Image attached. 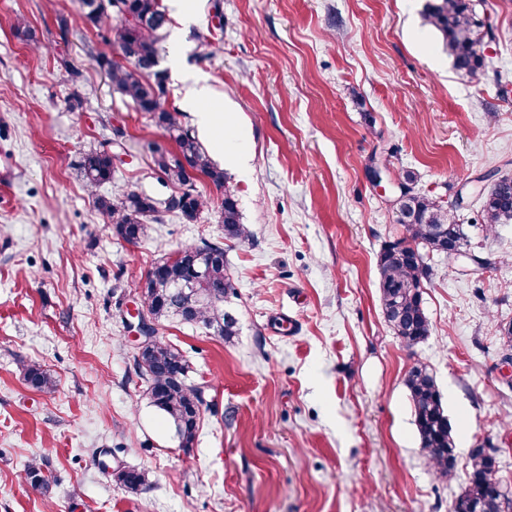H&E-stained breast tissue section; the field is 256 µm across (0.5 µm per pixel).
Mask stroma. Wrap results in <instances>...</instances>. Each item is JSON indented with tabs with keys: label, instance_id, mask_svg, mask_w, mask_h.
Returning <instances> with one entry per match:
<instances>
[{
	"label": "stroma",
	"instance_id": "obj_1",
	"mask_svg": "<svg viewBox=\"0 0 512 512\" xmlns=\"http://www.w3.org/2000/svg\"><path fill=\"white\" fill-rule=\"evenodd\" d=\"M427 0H194L160 44L168 109L196 126L189 77L228 107L251 147L228 169L244 224L224 238L223 191L206 178L197 221L151 223L118 239L80 170L111 153L99 192L161 200L152 161L172 143L152 115L113 93L95 61L117 59L76 0H0V512H451L471 448L498 451L512 493V224L487 231L463 184L512 175V0H488L484 68L457 71L425 22ZM26 21V35L14 29ZM219 47L201 59L202 41ZM78 79H71L70 69ZM79 108H71L72 99ZM415 177L454 208L477 274L441 255L423 289L428 340L406 348L381 307L377 255L404 234L393 188L372 168ZM224 244L239 333L165 320L157 334L187 357L204 405L193 448L150 405L135 369L134 283L200 240ZM431 368L459 466L439 479L422 451L405 376ZM38 363L53 392L29 386ZM45 464L48 492L25 480ZM119 467L149 472L128 496ZM112 155L107 151H89L80 161V169L86 184L96 188L112 178Z\"/></svg>",
	"mask_w": 512,
	"mask_h": 512
}]
</instances>
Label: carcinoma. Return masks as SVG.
<instances>
[{"label": "carcinoma", "instance_id": "carcinoma-1", "mask_svg": "<svg viewBox=\"0 0 512 512\" xmlns=\"http://www.w3.org/2000/svg\"><path fill=\"white\" fill-rule=\"evenodd\" d=\"M486 4L487 0H430L426 10V21L441 35L454 67L472 75L484 65L477 46L489 31L477 19V8ZM79 5L91 23L99 24L111 15L119 20L117 43L128 64L105 56L98 58V63L106 69L113 90L139 111L151 114L175 143V149L158 147L153 155L155 167L176 187L168 198L159 202L135 191L97 198L98 210L110 221L116 235L136 243L147 235L145 219L158 221L164 213H177L189 222L196 220L207 204L196 187V177L203 176L224 189V239H248L249 230L242 223L226 173L212 161L195 132L182 124L180 112L165 108L168 90L157 67L159 44L170 18L160 0H79ZM112 168V155L104 150L89 151L80 161L83 178L91 188L109 181ZM397 211V222L404 225L405 235L386 243L379 252L380 298L385 321L406 347L413 348L431 334L421 289L431 281L433 270L423 256L430 252L446 254L448 238L459 234L460 228L440 202L415 191L399 201ZM481 216L490 230L498 224H512V177H504L485 194ZM413 249L422 256L418 262L406 258ZM178 253L176 259L166 257L157 262L146 279L135 285L153 339L136 349L134 362L139 376L148 384L152 405L172 421L180 446L190 448L199 429L202 391L188 383L185 356L175 345L156 336L155 325L162 319L177 318L202 324L229 339L237 335V321L224 310V303L234 296L235 287L227 272L223 243L205 239L198 245L180 248ZM24 378L39 391L54 387L50 374L37 364L24 366ZM405 385L422 450L438 477L453 478L456 453L433 372L417 361L408 371ZM499 471L496 449H470L466 483L454 512H512V497L495 492L502 487ZM112 477L132 496L140 495L149 485L148 473L140 469L116 468ZM26 480L35 489L49 487L44 468L36 464L28 466Z\"/></svg>", "mask_w": 512, "mask_h": 512}]
</instances>
